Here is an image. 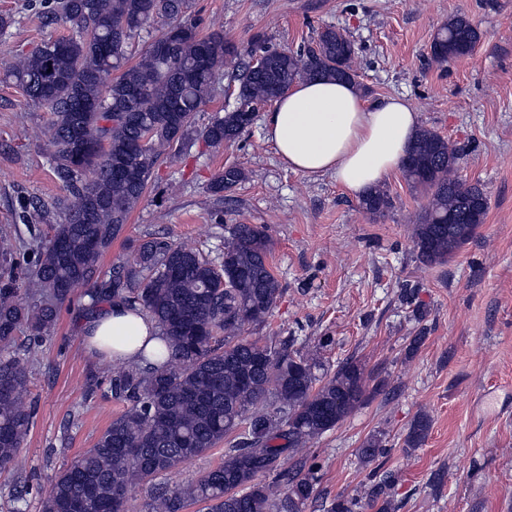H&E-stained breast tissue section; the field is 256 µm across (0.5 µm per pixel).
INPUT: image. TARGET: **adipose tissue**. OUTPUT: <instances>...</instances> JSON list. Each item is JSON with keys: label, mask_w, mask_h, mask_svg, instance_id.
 I'll return each mask as SVG.
<instances>
[{"label": "adipose tissue", "mask_w": 512, "mask_h": 512, "mask_svg": "<svg viewBox=\"0 0 512 512\" xmlns=\"http://www.w3.org/2000/svg\"><path fill=\"white\" fill-rule=\"evenodd\" d=\"M420 126V114L401 96L364 98L355 84L331 78L295 83L265 116L266 136L289 170L329 174L360 198L398 171ZM150 317L116 301L84 317L87 349L107 363L142 365L140 348L158 346Z\"/></svg>", "instance_id": "adipose-tissue-1"}]
</instances>
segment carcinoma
Segmentation results:
<instances>
[{"instance_id": "1", "label": "carcinoma", "mask_w": 512, "mask_h": 512, "mask_svg": "<svg viewBox=\"0 0 512 512\" xmlns=\"http://www.w3.org/2000/svg\"><path fill=\"white\" fill-rule=\"evenodd\" d=\"M45 19L64 25L7 71L23 94L46 106L54 172L65 192L63 222L40 248L28 282V299L0 287V470L21 466L20 448L30 431L27 362L17 351L19 329L41 336L56 325L61 305L76 290L90 300L85 312L121 301L149 314L164 348L147 369L112 375V395L129 403L93 447L51 479L41 512H122L128 493L150 486L147 512H181L194 501L206 512H303L316 481L307 472L281 470L284 456L312 447L361 406L371 374L348 358L334 372L315 355L241 337L274 308L281 289L269 265L270 240L257 224H232L221 260L196 246L153 238L134 248V259L100 274L132 211L142 200L162 156L172 158L196 141L219 147L251 125V110L276 101L296 82L333 77L356 81L357 51L346 32L326 27L307 50L275 49L256 35L239 48L221 31L202 32L189 19L193 0H43ZM157 18L166 31L139 55L133 44ZM480 40L471 20L456 15L436 34L435 61L470 54ZM236 64L235 105L203 127L196 115L217 92L224 64ZM94 154L76 159L75 141ZM457 150L439 133L422 129L403 163L406 181L429 198L414 235L425 266L448 262L483 223L488 199L480 184L456 176ZM244 171L229 166L210 183L219 196ZM359 207L382 215L392 207L377 189ZM430 419L418 416L405 439L417 448ZM233 438L224 461L188 485H154V477ZM386 451L372 435L360 448L367 463ZM287 479L288 491L259 478ZM388 481L366 499L336 498L330 512H392Z\"/></svg>"}]
</instances>
